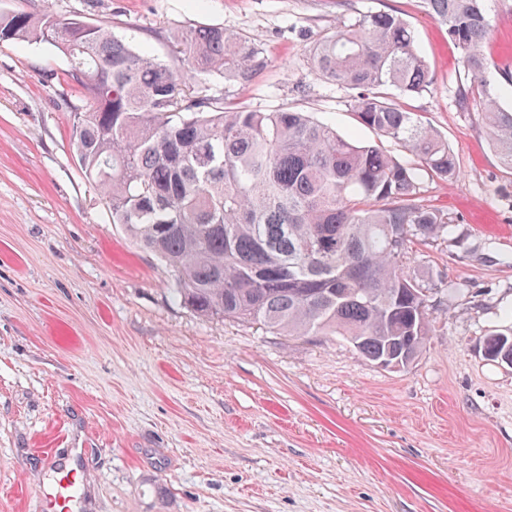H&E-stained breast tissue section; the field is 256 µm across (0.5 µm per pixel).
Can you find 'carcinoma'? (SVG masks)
<instances>
[{
	"label": "carcinoma",
	"mask_w": 512,
	"mask_h": 512,
	"mask_svg": "<svg viewBox=\"0 0 512 512\" xmlns=\"http://www.w3.org/2000/svg\"><path fill=\"white\" fill-rule=\"evenodd\" d=\"M462 51L501 164L512 170V108L486 89L483 0H424ZM45 42L82 87L73 149L112 223L174 272L181 301L206 317L285 336H344L369 361L409 365L426 345L429 285L410 274V244L450 237L420 203L427 178L450 181L455 155L393 96L428 88L409 24L371 12L315 47L318 75L362 89L352 112L379 140L361 143L304 112L229 108L199 95L213 76L244 84L266 68L249 39L221 27L175 36L172 68L106 24L49 13L0 14V42ZM391 142L410 160L401 161ZM484 353L512 357V327Z\"/></svg>",
	"instance_id": "1"
}]
</instances>
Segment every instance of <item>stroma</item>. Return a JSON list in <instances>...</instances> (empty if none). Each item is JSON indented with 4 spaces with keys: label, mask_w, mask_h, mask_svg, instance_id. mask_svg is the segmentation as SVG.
I'll return each instance as SVG.
<instances>
[{
    "label": "stroma",
    "mask_w": 512,
    "mask_h": 512,
    "mask_svg": "<svg viewBox=\"0 0 512 512\" xmlns=\"http://www.w3.org/2000/svg\"><path fill=\"white\" fill-rule=\"evenodd\" d=\"M495 62L512 61V0H485ZM104 23L178 67L175 34L221 27L268 59L232 107L299 110L375 141L355 89L318 76L313 48L385 11L410 25L431 83L398 98L448 141L459 173L425 180L452 240L412 244L431 333L403 369L339 336L289 337L204 317L113 224L73 153L79 86L43 42L0 44V512H42L65 475L81 512H512V367L485 334L512 325V172L475 105L462 53L421 0H0Z\"/></svg>",
    "instance_id": "obj_1"
}]
</instances>
